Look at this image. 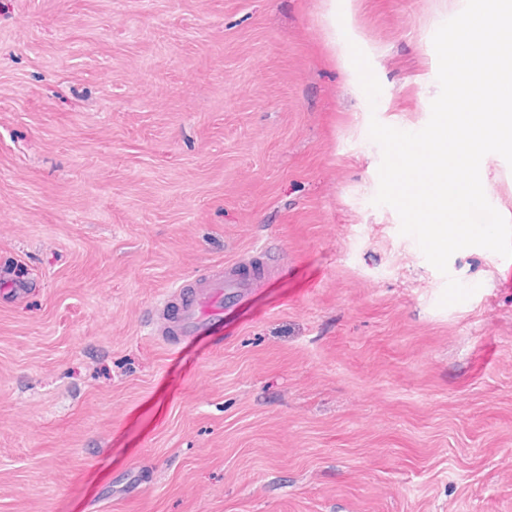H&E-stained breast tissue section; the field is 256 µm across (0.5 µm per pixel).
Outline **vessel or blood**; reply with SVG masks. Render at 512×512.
Listing matches in <instances>:
<instances>
[{
  "mask_svg": "<svg viewBox=\"0 0 512 512\" xmlns=\"http://www.w3.org/2000/svg\"><path fill=\"white\" fill-rule=\"evenodd\" d=\"M275 271L269 263L255 266L239 257L219 271L204 270L179 282L172 291L175 311L162 323V335L182 340L218 327L224 321L225 304L241 303L258 280Z\"/></svg>",
  "mask_w": 512,
  "mask_h": 512,
  "instance_id": "vessel-or-blood-1",
  "label": "vessel or blood"
}]
</instances>
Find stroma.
I'll return each mask as SVG.
<instances>
[{
	"instance_id": "1",
	"label": "stroma",
	"mask_w": 512,
	"mask_h": 512,
	"mask_svg": "<svg viewBox=\"0 0 512 512\" xmlns=\"http://www.w3.org/2000/svg\"><path fill=\"white\" fill-rule=\"evenodd\" d=\"M465 3L0 0V512H512V259L373 202ZM263 243L222 327L149 332Z\"/></svg>"
}]
</instances>
